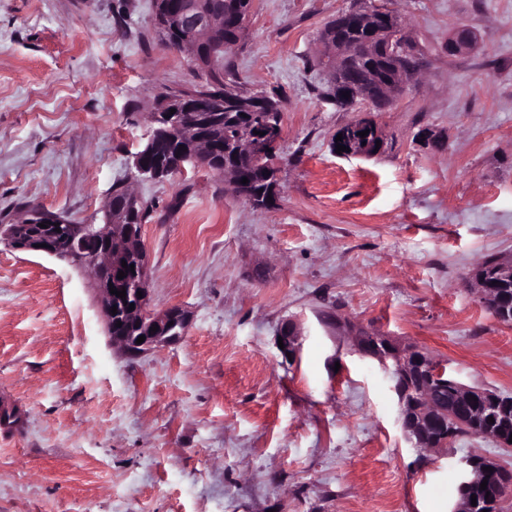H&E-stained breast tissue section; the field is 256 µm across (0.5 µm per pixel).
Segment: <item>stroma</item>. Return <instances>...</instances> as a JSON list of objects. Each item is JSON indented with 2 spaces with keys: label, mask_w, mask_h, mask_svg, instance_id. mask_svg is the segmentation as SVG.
<instances>
[{
  "label": "stroma",
  "mask_w": 512,
  "mask_h": 512,
  "mask_svg": "<svg viewBox=\"0 0 512 512\" xmlns=\"http://www.w3.org/2000/svg\"><path fill=\"white\" fill-rule=\"evenodd\" d=\"M355 3L252 0L227 63L280 95L284 124L256 210L204 168L132 177L157 94L195 80L154 0H0V218L99 224L125 185L152 206L154 308L191 315L179 342L127 355L89 272L0 242V411L20 417L0 423V512H452L465 456L512 469L491 439L413 448L353 347L393 336L512 395V326L470 279L512 255V0H388L421 56L370 158L333 151L366 112L324 100L313 67ZM459 28L474 44L449 52Z\"/></svg>",
  "instance_id": "obj_1"
}]
</instances>
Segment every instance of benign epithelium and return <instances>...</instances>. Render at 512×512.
<instances>
[{
	"label": "benign epithelium",
	"instance_id": "benign-epithelium-1",
	"mask_svg": "<svg viewBox=\"0 0 512 512\" xmlns=\"http://www.w3.org/2000/svg\"><path fill=\"white\" fill-rule=\"evenodd\" d=\"M173 30L179 32L180 38L170 42L163 38V44L171 50L186 51L190 55L192 68L199 72L208 71L216 66L215 58L233 48V44L224 40V2L223 0H173L170 4ZM362 24L369 33L362 49L358 50L341 42H323L321 58L327 62L326 73L333 78L336 72H345L352 60L371 53L379 48L393 51L399 55V49L405 38L402 23L397 16L383 4H372L361 15ZM473 37L457 30L448 51L462 52L471 48ZM405 71L398 70L396 77L381 84L372 76L355 77L351 85L349 97L344 99L348 106L366 103L376 112L382 111L393 103L405 85ZM175 113H170V110ZM241 109L240 94L232 89H224V94L202 104L196 98L187 95L170 97L157 104L152 121L162 123V127L154 128L151 139L164 138L170 142H179L189 136L194 127L186 123V113L193 112L198 123L209 124L210 116L227 111L237 112ZM369 130L368 135H358L359 129ZM263 135L255 134V131ZM283 135V114L270 113V121L264 127L248 125L240 130L236 137L235 149L238 153L252 154L259 149L277 148ZM383 140V130L378 122L363 118L353 123L350 128L342 131V145L349 148L347 156L370 158L376 154V141ZM105 221L102 224H72L61 215L37 208L30 212L23 224L31 229L30 234L18 241L17 227L13 224L0 226V240L21 252H38L64 260L74 266H82L94 271V288L101 297V309L105 317L107 330L112 340L119 343L128 352H138L151 346L173 342L179 339L189 322L188 312L180 307H169L161 313L151 308L150 293L147 282V262L143 251H138L137 264L139 271L129 277L125 283L126 297L120 298L110 293L109 283L112 282V269L128 260L124 250V240L128 239L127 225L123 224L121 215L112 209V199L104 205ZM47 223L41 228L39 224ZM67 225V242L58 240L55 224ZM135 300L134 310H129V300ZM117 313H112V308ZM135 324L156 326L158 330L145 335L143 343H136L137 337L121 332L116 327L118 320ZM356 350L376 359L382 367L389 371L395 381L396 391L401 407V426L407 440L413 447L420 450L446 448L451 444L448 436V421H459L462 407L448 406L436 400L433 387L428 385L418 390L404 389V382L414 367L430 369L433 378H438L442 366L434 359L424 362L423 350L411 345H403L389 336H378L375 343L369 345L364 335L355 337ZM425 425L436 426L441 435L428 439L422 432Z\"/></svg>",
	"mask_w": 512,
	"mask_h": 512
}]
</instances>
